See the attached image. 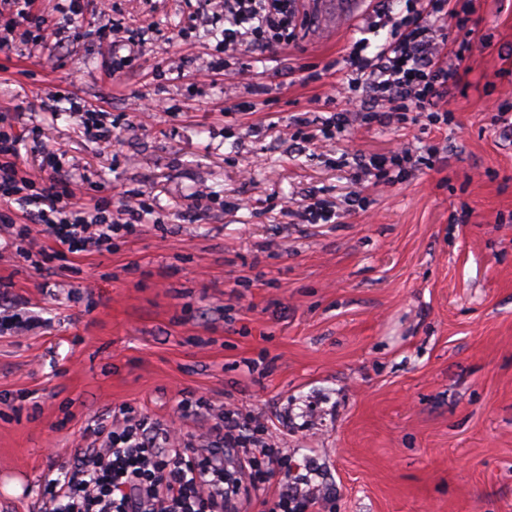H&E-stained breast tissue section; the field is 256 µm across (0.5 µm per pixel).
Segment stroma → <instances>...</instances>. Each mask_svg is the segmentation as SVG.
<instances>
[{
  "label": "stroma",
  "mask_w": 512,
  "mask_h": 512,
  "mask_svg": "<svg viewBox=\"0 0 512 512\" xmlns=\"http://www.w3.org/2000/svg\"><path fill=\"white\" fill-rule=\"evenodd\" d=\"M297 0L290 45L229 60L232 96L195 76L220 55L223 21L177 41L187 0L89 6L80 37L0 52V114L63 147L89 184L145 193L152 222L111 251L35 272L0 254L12 311L39 328L0 335V512H38L50 458L96 446V424L128 404L167 422L187 394L251 405L295 464L291 478L335 492L332 512H512V0H452L449 36L472 31L459 81L428 137L407 124L354 121L304 146L334 98L354 43H384L381 4ZM155 31L111 83L98 42L113 20ZM96 106L113 136L84 134L67 101ZM287 134H279V127ZM426 139L430 165L367 190L333 223L296 224L285 201L349 189L354 154ZM212 198L198 212L194 196Z\"/></svg>",
  "instance_id": "stroma-1"
}]
</instances>
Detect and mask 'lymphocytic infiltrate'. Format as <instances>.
<instances>
[{
    "label": "lymphocytic infiltrate",
    "instance_id": "1",
    "mask_svg": "<svg viewBox=\"0 0 512 512\" xmlns=\"http://www.w3.org/2000/svg\"><path fill=\"white\" fill-rule=\"evenodd\" d=\"M224 15V54L265 52L293 39L295 0H216ZM406 13L385 14V43L371 50L359 40L346 61L349 88L360 93L363 122H409L434 125L441 89L456 84L458 61L471 52L470 33L456 50L448 48L444 21L451 16L448 0H405ZM36 0H0L14 8L16 21L0 25V50L29 42L59 45L60 27L39 18L38 34L20 28ZM455 64H448V56ZM20 136L0 126V252L30 261L36 271L51 269L68 255L111 251L119 231L133 232L151 214L141 194L116 192L114 198L89 197L77 203L80 181L56 169L51 178L22 168ZM421 148L405 144L396 150L356 160L354 191L337 200L314 196L298 202L291 214L300 223L330 221L352 211L367 185L399 184L425 164ZM212 413V423L199 441L159 424L136 407L114 409L108 424L99 425L98 447L81 448L72 465H59L49 480L41 512H240L253 501L258 512H327L330 490L290 481L291 461L250 406L228 403L212 409L208 401L180 400L179 419ZM236 448L238 462L225 466L224 451Z\"/></svg>",
    "mask_w": 512,
    "mask_h": 512
}]
</instances>
